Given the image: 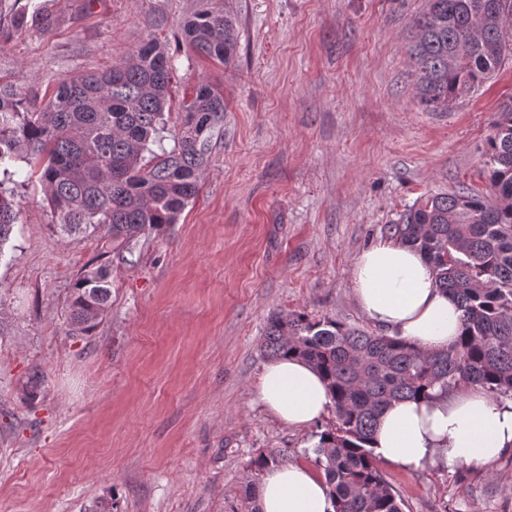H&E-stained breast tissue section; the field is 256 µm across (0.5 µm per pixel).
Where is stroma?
I'll list each match as a JSON object with an SVG mask.
<instances>
[{
	"mask_svg": "<svg viewBox=\"0 0 512 512\" xmlns=\"http://www.w3.org/2000/svg\"><path fill=\"white\" fill-rule=\"evenodd\" d=\"M46 8L42 33L15 7ZM426 0H0V81L51 92L173 40L201 9L234 16L227 64L175 51V101L224 97L197 196L176 224L117 247L106 226L62 235L37 177L6 182L21 222L0 248V512H248L252 460L315 467L312 429L258 402L267 318L301 311L369 329L358 255L436 193L488 192L491 122L512 62L445 112L416 98L407 53ZM106 266L112 307L89 336L69 301ZM43 375L36 397L29 377ZM379 469L403 512H512V458L449 471ZM15 24L17 27L47 32L53 26L54 19L51 14L45 11L35 10L31 14L23 12L17 15Z\"/></svg>",
	"mask_w": 512,
	"mask_h": 512,
	"instance_id": "stroma-1",
	"label": "stroma"
}]
</instances>
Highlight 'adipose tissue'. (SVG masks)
I'll use <instances>...</instances> for the list:
<instances>
[{
    "label": "adipose tissue",
    "mask_w": 512,
    "mask_h": 512,
    "mask_svg": "<svg viewBox=\"0 0 512 512\" xmlns=\"http://www.w3.org/2000/svg\"><path fill=\"white\" fill-rule=\"evenodd\" d=\"M352 283L367 321L387 335L441 348L461 332V311L436 287L432 268L397 240L364 250ZM256 394L272 415L296 427L319 422L331 405L320 375L296 358L266 364ZM373 450L379 459L407 470L427 464L451 470L498 459L512 452V399L496 402L473 389L394 403L379 419ZM261 505L263 512H333L323 478L300 464L266 469Z\"/></svg>",
    "instance_id": "1"
}]
</instances>
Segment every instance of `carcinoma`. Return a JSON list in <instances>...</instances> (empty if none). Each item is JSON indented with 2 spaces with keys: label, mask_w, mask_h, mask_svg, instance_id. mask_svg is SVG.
Wrapping results in <instances>:
<instances>
[{
  "label": "carcinoma",
  "mask_w": 512,
  "mask_h": 512,
  "mask_svg": "<svg viewBox=\"0 0 512 512\" xmlns=\"http://www.w3.org/2000/svg\"><path fill=\"white\" fill-rule=\"evenodd\" d=\"M21 28L46 32L51 14L16 16ZM512 0H427L408 47L418 98L446 111L476 93L512 59ZM196 54L228 63L238 46L234 18L201 10L180 25ZM176 71L167 47L140 45L120 66L61 79L42 101L0 83V245L20 211L1 188L26 163L67 235L105 224L112 242L177 223L195 198L208 146L224 117V98L206 83L182 106L174 146L145 163L167 124ZM484 174L492 197L441 193L411 207L390 227L435 272L437 288L462 311V333L431 349L395 336L274 312L264 330L265 355H294L322 375L335 421L311 446L334 512H402L371 448L383 411L401 400L432 399L478 386L491 399H512V105L496 113ZM112 304L111 273L87 267L72 288V334L88 335Z\"/></svg>",
  "instance_id": "obj_1"
}]
</instances>
